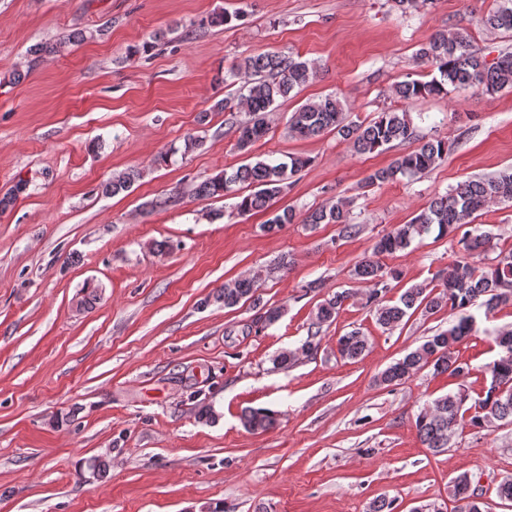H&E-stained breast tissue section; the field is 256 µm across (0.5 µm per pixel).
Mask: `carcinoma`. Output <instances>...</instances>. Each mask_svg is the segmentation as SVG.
<instances>
[{
	"label": "carcinoma",
	"instance_id": "cac0c4a2",
	"mask_svg": "<svg viewBox=\"0 0 512 512\" xmlns=\"http://www.w3.org/2000/svg\"><path fill=\"white\" fill-rule=\"evenodd\" d=\"M490 30L512 31V0H497V6L482 17ZM418 61L432 67L428 80L408 79L396 83L393 94L402 101L444 97L452 91L480 88L494 93L512 89V54H501L488 61L470 50V34L465 28L452 32L439 31L416 52ZM318 69L309 61L291 52H265L244 56L225 75L238 84L232 95L219 100L215 107L231 112L241 105L249 119L237 128V148L246 151L264 138L269 130V116L280 102L295 96L312 82ZM340 99L327 94L304 102L289 119V131L299 138L335 132L349 142L359 154L383 150L391 143H413L391 166L369 174L364 187H374L393 181L399 176L413 177L435 169L448 155V140L440 136L426 137L418 133L409 115L396 109L384 110L364 123L346 121ZM310 164L303 156H291L289 161L271 159L224 169L220 174L195 186L199 199L222 198L235 192L234 209L239 215L265 211L270 201L281 195L288 180ZM141 177L130 169L117 173L101 184L104 195L116 196L128 191ZM512 202V167L482 179L457 183L443 195L434 197L427 208L409 224H402L378 237L371 253L360 258L350 271L351 279L366 286L365 305L374 311L379 326L386 330L398 327L408 312L421 311L434 315L446 310L451 315L448 328L428 337L422 344L396 360L381 372L378 382L386 387L398 386L423 369L434 375L449 374L460 380L458 390L434 398L416 416L415 427L421 443L434 452L452 447L453 440L467 426L478 431L493 432L501 422L512 423V328L485 330L498 348L496 357L484 367L490 381L473 408L465 407L469 394L465 382L473 367L461 361L456 347L472 335L479 322L502 305L512 301V249L500 251L490 262L479 266L473 258L497 249L492 236L471 230L469 219L474 214L502 202ZM352 200L338 198L331 206H321L298 217L292 208L274 211L263 224L268 233L279 231L285 224H334L337 238L356 237L365 225L354 223L350 214ZM437 231L436 238H447L461 253L459 259L437 272L426 284H415L393 300L388 294L393 283L400 282L403 271L382 262V257L407 251L413 241ZM262 277L237 278L224 283L216 300L231 308L240 302L252 301L260 307ZM356 293L341 289L333 292L316 306L312 327L318 329L336 320L346 303ZM98 298V287L85 283L76 301L79 310L91 306ZM321 345L318 332L310 333L300 346L280 351L272 358L274 368L286 370L297 362L317 353ZM369 348L368 336L353 330L336 339L337 353L347 360H358ZM275 422V412L266 408H250L243 413V424L251 431H265ZM472 478L462 473L449 485L450 493L462 503L460 512H482L474 499Z\"/></svg>",
	"mask_w": 512,
	"mask_h": 512
}]
</instances>
